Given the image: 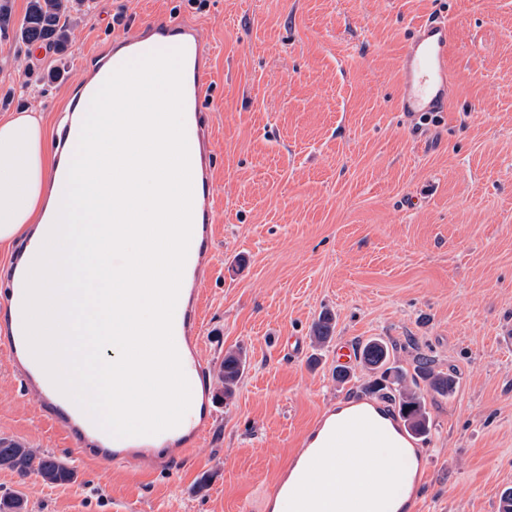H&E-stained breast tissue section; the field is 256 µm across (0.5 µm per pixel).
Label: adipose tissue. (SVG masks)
I'll list each match as a JSON object with an SVG mask.
<instances>
[{
	"instance_id": "adipose-tissue-1",
	"label": "adipose tissue",
	"mask_w": 512,
	"mask_h": 512,
	"mask_svg": "<svg viewBox=\"0 0 512 512\" xmlns=\"http://www.w3.org/2000/svg\"><path fill=\"white\" fill-rule=\"evenodd\" d=\"M115 84L96 106L99 120L82 131L84 148L96 152L94 164L84 166L82 151L71 155L78 175L66 195L69 222L55 233L60 260L36 267L27 285L32 301L40 302L44 280L75 277L85 250L95 251L110 302L95 312L90 390L108 426L137 429L164 417L177 395L176 363L160 353L166 342L161 293L180 271L182 244L172 225L188 190L179 179L177 89L160 101L144 87L128 92L126 79ZM54 166L42 117L23 109L0 120V245L24 234L29 250L39 248L35 230L53 205L46 191ZM116 201L123 205L118 213ZM87 223L96 225L97 235L83 249L73 235ZM365 453L376 463L369 496L379 502L392 495L402 463L381 441Z\"/></svg>"
}]
</instances>
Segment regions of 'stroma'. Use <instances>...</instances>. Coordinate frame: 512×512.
Masks as SVG:
<instances>
[{
    "label": "stroma",
    "mask_w": 512,
    "mask_h": 512,
    "mask_svg": "<svg viewBox=\"0 0 512 512\" xmlns=\"http://www.w3.org/2000/svg\"><path fill=\"white\" fill-rule=\"evenodd\" d=\"M187 18L212 53L207 86L219 188L203 284L202 357L215 413L189 459L136 474L72 460L49 485L0 471L29 512H262L320 412L374 374L339 348L371 338L417 384L430 421L422 512H499L512 488V0H85L64 51L0 30V118L42 114L51 140L112 37V17ZM453 30L447 111H396L417 23ZM331 311V340L312 326ZM246 369L223 399L225 353ZM454 370L452 396L415 378ZM349 379H336L339 370ZM0 354V438L58 455Z\"/></svg>",
    "instance_id": "obj_1"
}]
</instances>
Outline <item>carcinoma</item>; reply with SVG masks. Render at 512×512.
<instances>
[{
  "label": "carcinoma",
  "instance_id": "1",
  "mask_svg": "<svg viewBox=\"0 0 512 512\" xmlns=\"http://www.w3.org/2000/svg\"><path fill=\"white\" fill-rule=\"evenodd\" d=\"M69 0H29L27 11L16 30V37L25 44L43 42L59 51L66 48L70 38L71 7ZM333 317L325 313L312 329L313 343L324 345L331 339ZM390 349L386 343L371 339L360 348V361L371 371L380 374L374 380L377 391L391 383L400 387V410L407 427L422 435L428 430V418L421 396L404 385L403 374L388 365ZM246 359L239 351L224 355L221 381L224 399L233 397L235 388L244 372ZM418 374L430 388L440 395H447L456 387V378L437 371L431 362L423 359L417 366ZM0 469L8 470L24 480L31 476L54 485L70 484L76 480V472L63 457L45 453L36 448L9 439L0 438ZM0 512H27V501L19 494H0Z\"/></svg>",
  "mask_w": 512,
  "mask_h": 512
}]
</instances>
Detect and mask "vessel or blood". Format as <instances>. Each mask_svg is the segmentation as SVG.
<instances>
[{"mask_svg":"<svg viewBox=\"0 0 512 512\" xmlns=\"http://www.w3.org/2000/svg\"><path fill=\"white\" fill-rule=\"evenodd\" d=\"M450 44L448 22L417 25L413 41L401 56L402 91L395 104L397 111H447ZM101 64L103 71L98 81L86 88L87 102L107 93L110 75L152 76L161 65L166 68L167 82L180 90L179 109L185 114L181 160L193 171V190L190 211L177 226L183 242L182 275L166 289L163 300L165 334L173 341V353L179 359L181 396L176 417L171 422H152L137 430L117 433L106 426L87 389L57 390L52 383V368L40 356L30 357L20 373L28 385L42 383L40 415L45 421L58 423L75 438L74 451L79 458L124 468L156 454L188 458L207 431L210 383L199 353L202 294L198 284L215 222L213 163L208 148L211 131L208 114L202 108L212 55L189 22H145L130 35L113 38L102 53ZM82 295L83 289L77 283L45 291L49 304L66 308L80 302ZM341 410L345 414L343 420H335L333 413L328 412L313 425L291 457L288 478L266 491L265 502L288 494L295 497L298 512H365L363 485L375 464L362 449L390 431L398 438L407 468L387 512H419L421 492L429 478V465L419 436L400 424L391 409L379 401L357 397L346 401ZM327 457L353 472L354 480L330 498L297 496V487H308L317 481L319 466Z\"/></svg>","mask_w":512,"mask_h":512,"instance_id":"b4317fda","label":"vessel or blood"}]
</instances>
